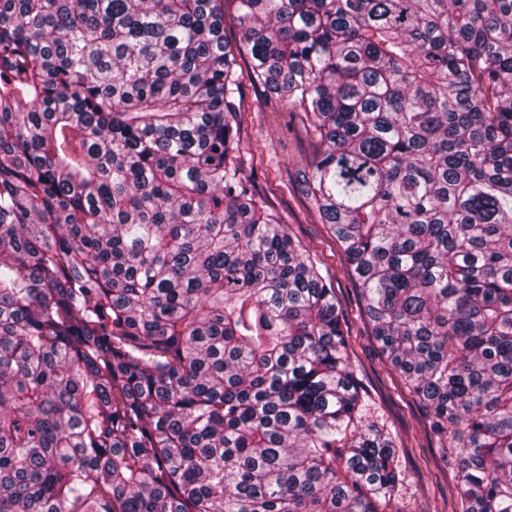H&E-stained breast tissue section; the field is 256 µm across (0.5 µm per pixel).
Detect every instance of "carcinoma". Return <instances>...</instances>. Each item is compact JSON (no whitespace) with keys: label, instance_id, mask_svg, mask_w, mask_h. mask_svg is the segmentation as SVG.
<instances>
[{"label":"carcinoma","instance_id":"1","mask_svg":"<svg viewBox=\"0 0 512 512\" xmlns=\"http://www.w3.org/2000/svg\"><path fill=\"white\" fill-rule=\"evenodd\" d=\"M0 0V512H378L333 284L237 164V57L456 466L512 512V0Z\"/></svg>","mask_w":512,"mask_h":512}]
</instances>
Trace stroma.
Instances as JSON below:
<instances>
[{"instance_id":"1","label":"stroma","mask_w":512,"mask_h":512,"mask_svg":"<svg viewBox=\"0 0 512 512\" xmlns=\"http://www.w3.org/2000/svg\"><path fill=\"white\" fill-rule=\"evenodd\" d=\"M237 63L243 79V175L287 232L316 256L322 275L334 283L357 376L376 415L395 436L399 463L407 475L391 508L393 512H451L458 472L447 466L423 411L379 354L342 250L294 186L296 172L311 167L315 141L300 119H289L286 112L266 102L261 89L247 82V60L241 57Z\"/></svg>"}]
</instances>
